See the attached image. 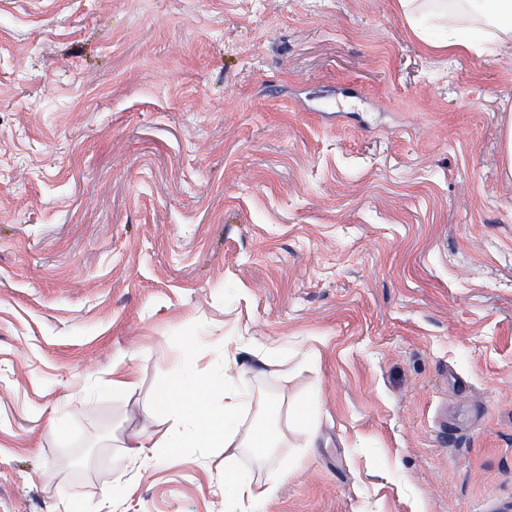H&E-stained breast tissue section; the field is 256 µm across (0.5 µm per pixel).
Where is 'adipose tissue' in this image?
Instances as JSON below:
<instances>
[{"label": "adipose tissue", "instance_id": "obj_1", "mask_svg": "<svg viewBox=\"0 0 512 512\" xmlns=\"http://www.w3.org/2000/svg\"><path fill=\"white\" fill-rule=\"evenodd\" d=\"M247 394L232 374L222 385L211 380L175 374L162 404L170 425L160 439L133 435L127 448L136 458L146 457L149 448H271L281 440L279 432L255 431L244 427L242 414Z\"/></svg>", "mask_w": 512, "mask_h": 512}]
</instances>
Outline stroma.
<instances>
[{"instance_id":"35a3bbf8","label":"stroma","mask_w":512,"mask_h":512,"mask_svg":"<svg viewBox=\"0 0 512 512\" xmlns=\"http://www.w3.org/2000/svg\"><path fill=\"white\" fill-rule=\"evenodd\" d=\"M451 27L484 54L428 48ZM425 33L394 0H0V512H247L228 469L261 512H512V53ZM188 341L278 447L125 454ZM253 483L254 480L250 472L240 471L232 473V476L227 481L225 480L224 499L231 496L244 501L247 498L257 504L262 496L265 495V491L258 495L255 494Z\"/></svg>"}]
</instances>
